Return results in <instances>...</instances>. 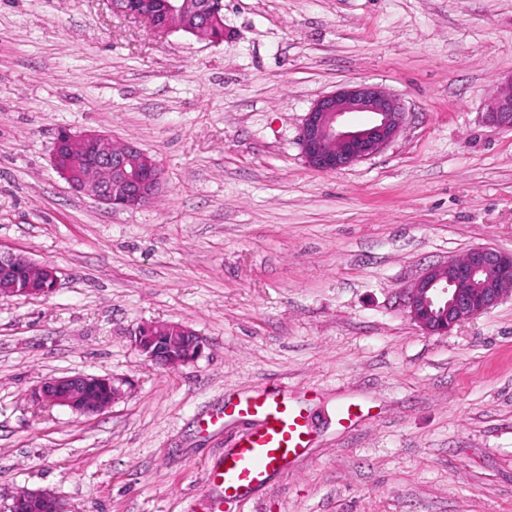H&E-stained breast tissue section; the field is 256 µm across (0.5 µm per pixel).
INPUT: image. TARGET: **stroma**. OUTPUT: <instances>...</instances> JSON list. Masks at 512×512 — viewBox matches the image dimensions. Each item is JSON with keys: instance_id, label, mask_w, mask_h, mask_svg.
I'll use <instances>...</instances> for the list:
<instances>
[{"instance_id": "1", "label": "stroma", "mask_w": 512, "mask_h": 512, "mask_svg": "<svg viewBox=\"0 0 512 512\" xmlns=\"http://www.w3.org/2000/svg\"><path fill=\"white\" fill-rule=\"evenodd\" d=\"M512 75V0H224V39L153 34L110 0H0V247L57 287L0 298V503L68 512H512V299L445 335L403 291L477 245L512 251V129L485 103ZM399 97L382 153L304 161L303 118L352 82ZM160 163L151 204L115 210L51 164L58 131ZM180 323L202 356L133 344ZM106 376L84 416L29 398ZM287 384L300 460L242 497L212 466L250 422L224 404ZM361 405L349 427L342 405ZM134 344L147 359L168 369L194 362L205 347L202 337L178 323H155L144 335L135 334ZM119 392L110 378L77 374L46 379L31 391L30 398L36 405L63 406L81 415H92L111 406ZM31 504H38L43 510L41 512H68L64 508L62 499L55 493L28 489H21L11 497L8 510L10 512H31L28 510V506Z\"/></svg>"}]
</instances>
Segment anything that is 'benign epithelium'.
I'll use <instances>...</instances> for the list:
<instances>
[{
  "label": "benign epithelium",
  "mask_w": 512,
  "mask_h": 512,
  "mask_svg": "<svg viewBox=\"0 0 512 512\" xmlns=\"http://www.w3.org/2000/svg\"><path fill=\"white\" fill-rule=\"evenodd\" d=\"M125 16L145 22L154 32L167 34L182 27L189 9L200 18H220L223 0H166L164 10L149 17L138 13L136 0H112ZM486 119L498 128L512 129V77L486 102ZM405 121L401 100L383 87L346 84L318 97L306 112L300 146L306 164L318 171L348 168L385 150ZM52 165L76 191L115 209H137L162 190L160 165L133 143L116 144L99 131L57 134ZM24 266L39 283L19 288L14 272ZM57 285L53 267L23 254L0 249V298L46 296ZM512 297V252L489 245L476 246L460 257L436 265L405 289L404 307L410 320L426 334H446L455 326L497 307ZM135 347L149 360L178 369L203 352L202 337L178 323H156L134 337ZM111 379L92 374L48 378L35 387L31 400L40 406H63L81 415L99 413L118 398ZM67 512L54 493L21 489L11 497L9 512Z\"/></svg>",
  "instance_id": "1"
}]
</instances>
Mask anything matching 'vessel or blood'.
I'll list each match as a JSON object with an SVG mask.
<instances>
[{"label":"vessel or blood","mask_w":512,"mask_h":512,"mask_svg":"<svg viewBox=\"0 0 512 512\" xmlns=\"http://www.w3.org/2000/svg\"><path fill=\"white\" fill-rule=\"evenodd\" d=\"M224 414L258 423L210 472L211 480L222 486L225 497L236 498L266 484L272 474L304 456L310 444L309 418L289 401L287 385L228 401Z\"/></svg>","instance_id":"1"}]
</instances>
